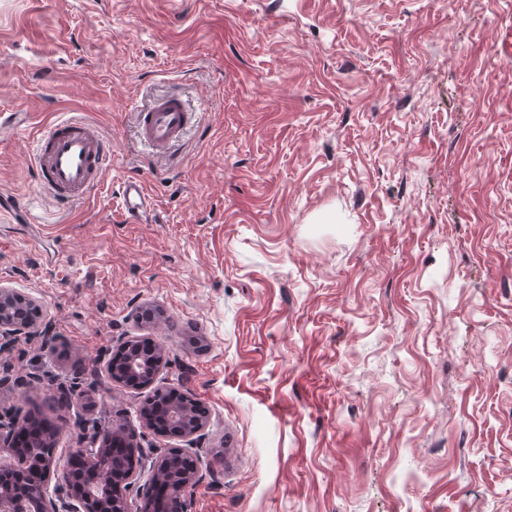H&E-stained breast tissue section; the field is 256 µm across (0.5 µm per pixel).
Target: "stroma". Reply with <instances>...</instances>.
Returning <instances> with one entry per match:
<instances>
[{"instance_id":"obj_1","label":"stroma","mask_w":512,"mask_h":512,"mask_svg":"<svg viewBox=\"0 0 512 512\" xmlns=\"http://www.w3.org/2000/svg\"><path fill=\"white\" fill-rule=\"evenodd\" d=\"M175 90L158 158L134 113ZM63 118L112 148L70 204L32 163ZM2 195L0 285L56 342H14L0 413L57 456L138 419L103 358L148 337L230 450L192 512H512V0H0ZM122 199L130 216H136L150 209L149 195L144 185L138 179L125 182L122 189Z\"/></svg>"}]
</instances>
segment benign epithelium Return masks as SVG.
<instances>
[{
  "label": "benign epithelium",
  "instance_id": "benign-epithelium-1",
  "mask_svg": "<svg viewBox=\"0 0 512 512\" xmlns=\"http://www.w3.org/2000/svg\"><path fill=\"white\" fill-rule=\"evenodd\" d=\"M21 338L39 339L42 349L53 351V337L49 328L41 327V308L36 301L0 286V349H8ZM152 346L147 359L135 355L121 362L109 357L105 371L114 380L121 371L132 377L126 384L130 389L152 388L154 394L164 396L168 414L180 423L175 435L182 438L184 447H143L142 440L153 429L146 415L137 423L116 418L104 433L79 417L75 428L82 442L80 453L66 459L54 454L45 458L40 464V480L27 485L23 495L0 485V512H134L137 500H147L156 490L169 486V478L178 472L181 478L172 493L177 512H191L192 490L207 479L217 480L223 470V455L214 453L203 468L193 463L203 452L206 422L193 397L161 388L159 375L166 365L167 347L156 341ZM17 425L15 420L0 422V457H16L21 463L15 446ZM118 448L127 449L136 460L121 489L115 485L110 467Z\"/></svg>",
  "mask_w": 512,
  "mask_h": 512
}]
</instances>
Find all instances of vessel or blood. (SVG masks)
I'll return each mask as SVG.
<instances>
[{"label": "vessel or blood", "mask_w": 512, "mask_h": 512, "mask_svg": "<svg viewBox=\"0 0 512 512\" xmlns=\"http://www.w3.org/2000/svg\"><path fill=\"white\" fill-rule=\"evenodd\" d=\"M191 118L190 107L179 95L157 98L136 114L139 137L156 154H166L184 139ZM33 161L43 190L54 201L66 204L101 181L109 156L105 139L94 124L67 118L40 135ZM122 199L133 216L150 207L149 196L137 179L125 182Z\"/></svg>", "instance_id": "vessel-or-blood-1"}]
</instances>
